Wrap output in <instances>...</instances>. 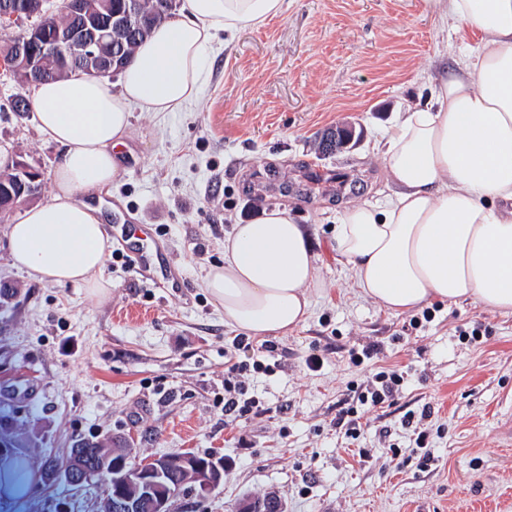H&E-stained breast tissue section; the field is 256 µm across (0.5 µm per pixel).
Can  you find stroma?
<instances>
[{
	"mask_svg": "<svg viewBox=\"0 0 512 512\" xmlns=\"http://www.w3.org/2000/svg\"><path fill=\"white\" fill-rule=\"evenodd\" d=\"M285 3L282 16L215 42L199 98L131 113L122 170L101 196L108 235L145 226L179 275L173 286L139 280L118 253L106 259L104 298L36 280L12 267L7 248L25 205L0 216V289L14 291L0 303V456L21 459L32 483L0 499V512H101L102 487L48 484L42 463L80 442L119 440L143 457L216 451L231 461L220 488L203 499L181 492L173 512H233L240 497L270 493L288 512H512V440L501 428L512 415V315L467 301L389 312L359 296L330 247L346 203L389 194L379 148L390 127L476 42L424 0ZM30 95L0 72V156L39 168L45 202L61 149L35 113L11 110ZM344 122L360 142L322 154L320 136ZM283 207L309 232L322 286L302 327L243 352L207 274L223 264L234 225ZM369 344L381 353L353 362ZM234 362L247 364L242 380L259 402L240 421L224 413ZM386 369L404 375L398 394L348 438L341 410ZM389 444L396 457L382 455Z\"/></svg>",
	"mask_w": 512,
	"mask_h": 512,
	"instance_id": "stroma-1",
	"label": "stroma"
}]
</instances>
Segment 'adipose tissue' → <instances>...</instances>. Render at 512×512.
Returning a JSON list of instances; mask_svg holds the SVG:
<instances>
[{"label":"adipose tissue","mask_w":512,"mask_h":512,"mask_svg":"<svg viewBox=\"0 0 512 512\" xmlns=\"http://www.w3.org/2000/svg\"><path fill=\"white\" fill-rule=\"evenodd\" d=\"M444 22L478 33L453 78L410 106L388 133L382 160L396 190L384 204L354 203L332 248L360 296L391 312L467 300L512 313V0H425ZM285 0H181L177 14L139 43L118 81L72 74L36 84L39 129L63 150L49 202L9 225L12 266L40 281L110 286L102 272V213L79 194L108 189L131 112H176L206 82L217 33L280 16ZM317 257L287 210L236 225L206 287L224 323L263 337L301 327L318 286Z\"/></svg>","instance_id":"obj_1"}]
</instances>
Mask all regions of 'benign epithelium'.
<instances>
[{
    "mask_svg": "<svg viewBox=\"0 0 512 512\" xmlns=\"http://www.w3.org/2000/svg\"><path fill=\"white\" fill-rule=\"evenodd\" d=\"M62 13L72 24L61 28L56 18L49 15L44 0H0V17L12 21L36 19L24 33L0 48V56L9 60L12 67L24 71L28 80L45 72L51 59L69 64L74 71L101 69L109 72L112 63V4L92 13L86 0H63ZM355 139L353 127H341L323 139V150L339 152L350 146ZM40 174L28 162L17 157L0 165V184L17 201L24 196L35 197L39 190ZM116 460L106 472H97L98 483L116 486V492L108 504L118 512H138L146 507L150 512H173L177 492L161 489L157 477L170 466L181 471V484H193L195 493L205 498L214 492L224 480L226 461L217 453L203 457L180 453L175 457L142 458L130 448H118L112 452ZM235 512H285L281 499L274 495L246 497L236 506Z\"/></svg>",
    "mask_w": 512,
    "mask_h": 512,
    "instance_id": "benign-epithelium-1",
    "label": "benign epithelium"
}]
</instances>
